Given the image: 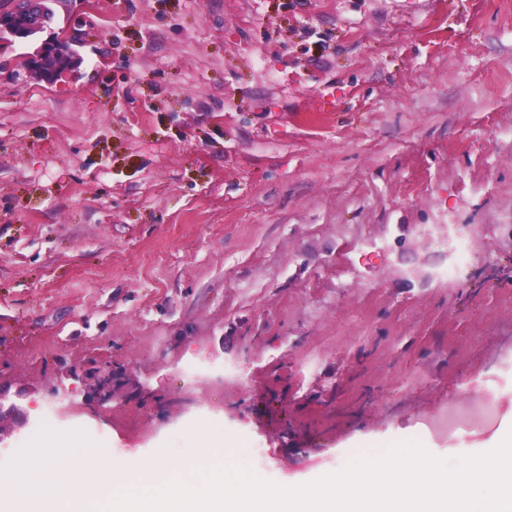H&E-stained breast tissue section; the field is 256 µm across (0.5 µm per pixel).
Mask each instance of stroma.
<instances>
[{"instance_id":"obj_1","label":"stroma","mask_w":512,"mask_h":512,"mask_svg":"<svg viewBox=\"0 0 512 512\" xmlns=\"http://www.w3.org/2000/svg\"><path fill=\"white\" fill-rule=\"evenodd\" d=\"M52 9L43 38L80 33L54 81L0 38V465L51 404L110 456L216 432L283 486L473 454L421 429L485 387L512 410V0ZM424 224L484 227L463 277Z\"/></svg>"}]
</instances>
